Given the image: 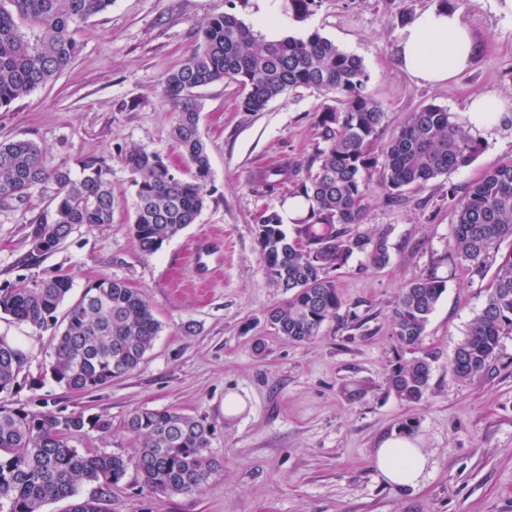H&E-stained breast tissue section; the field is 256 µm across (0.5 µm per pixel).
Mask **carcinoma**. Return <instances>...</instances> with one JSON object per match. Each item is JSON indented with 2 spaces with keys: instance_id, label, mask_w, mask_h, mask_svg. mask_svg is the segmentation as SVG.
Here are the masks:
<instances>
[{
  "instance_id": "obj_1",
  "label": "carcinoma",
  "mask_w": 512,
  "mask_h": 512,
  "mask_svg": "<svg viewBox=\"0 0 512 512\" xmlns=\"http://www.w3.org/2000/svg\"><path fill=\"white\" fill-rule=\"evenodd\" d=\"M113 0H0V109L57 79L82 50L77 30L107 12ZM318 0H287L302 20ZM199 46L165 74L162 98L176 117L171 136L181 149L187 174L157 151L130 148L119 153L135 187L131 236L145 254L195 223L205 207L212 168L200 131L199 90L235 82L240 106L263 112L282 93L296 88L332 95L336 105L316 115L324 147L306 170L296 193L309 213L289 237L281 215L269 209L254 218L267 279L288 295L271 308L270 326L292 342H307L342 305L329 271L354 253L373 267L388 261L385 236L363 231L374 173L392 198L469 164L481 149L466 122L448 109L428 104L408 117L379 150L374 142L386 122L383 107L365 92L368 75L361 59L313 31L267 42L232 13L208 20ZM80 175L67 164L49 165L34 140L0 142V207L25 203L35 193L50 209L25 222L30 253L54 252L82 224H110L119 200L112 192V166L98 156L79 160ZM292 171L273 166L257 187L271 192L288 183ZM454 210L453 259L471 279L483 281L498 246L512 240V159L485 172L462 197L448 187ZM72 289L65 274L23 280L0 288V314L51 335L46 372L59 386L87 392L130 374L153 348L162 329L147 296L123 282L102 277L89 284L63 317L60 306ZM446 290V281L425 274L402 289L392 307L393 336L413 354L394 365L390 384L410 403L429 385V354L422 350L426 325ZM486 301L458 343L450 373L470 379L484 370L501 336L512 333V253L484 288ZM29 356L0 337V512H43L50 503L73 499L68 512H109L112 489L134 473L140 491L157 500L200 495L216 471L210 425L173 409H142L122 429L138 443L129 457L81 453L69 438L85 427L109 431L104 415L30 411L9 403ZM86 498H80L84 489Z\"/></svg>"
}]
</instances>
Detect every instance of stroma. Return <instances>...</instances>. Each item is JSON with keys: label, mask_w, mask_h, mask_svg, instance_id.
Wrapping results in <instances>:
<instances>
[{"label": "stroma", "mask_w": 512, "mask_h": 512, "mask_svg": "<svg viewBox=\"0 0 512 512\" xmlns=\"http://www.w3.org/2000/svg\"><path fill=\"white\" fill-rule=\"evenodd\" d=\"M453 5L477 52L446 85H415L394 59L404 20L440 8L441 0H321L282 33L319 32L362 60L366 91L388 114L383 143L429 103L460 113L472 96L495 93L512 113V0ZM260 10V0H113L108 12L83 25L82 51L65 72L0 112V140H34L50 164L109 159L120 201L111 224L78 226L54 253L32 261L24 223L45 210L47 195L1 208L0 288L63 273L73 281V302L89 283L110 277L144 292L162 324L136 370L74 393L45 373L50 334L0 318V335L31 356L32 380L15 388L13 404L109 416L111 432L89 430L70 443L125 456L136 444L121 423L135 411L171 408L213 425L219 467L201 495L158 503L130 476L113 489L112 512H512V334L502 336L483 373L451 379L455 348L486 297L448 258V189L465 191L512 158V122L481 134L482 149L469 165L399 200L372 189L363 226L385 233L389 261L376 268L356 253L332 272L343 306L308 342L286 340L267 322L284 296L264 274L253 221L264 208L285 213L292 191L262 194L253 183L278 163L306 171L322 145L315 114L331 96L297 88L253 113L241 110L234 83L202 89L201 132L213 170L206 207L156 253L136 247L129 233L134 187L119 152L158 151L180 166L170 137L173 114L161 99L165 73L195 48L208 18L232 13L249 24ZM428 273L447 288L423 335L429 387L420 402L409 403L389 384L400 356L391 311L401 289ZM190 322L197 326L192 336L183 330ZM229 392L246 400L241 415L225 416ZM406 432L430 460L425 481L413 489L387 484L373 464L382 439Z\"/></svg>", "instance_id": "obj_1"}]
</instances>
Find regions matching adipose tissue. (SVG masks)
Returning <instances> with one entry per match:
<instances>
[{
  "instance_id": "obj_1",
  "label": "adipose tissue",
  "mask_w": 512,
  "mask_h": 512,
  "mask_svg": "<svg viewBox=\"0 0 512 512\" xmlns=\"http://www.w3.org/2000/svg\"><path fill=\"white\" fill-rule=\"evenodd\" d=\"M476 42L455 8L429 10L414 16L401 30L396 63L416 84L438 85L451 80L472 62ZM374 465L397 487H417L429 465L426 453L406 435L381 441Z\"/></svg>"
}]
</instances>
